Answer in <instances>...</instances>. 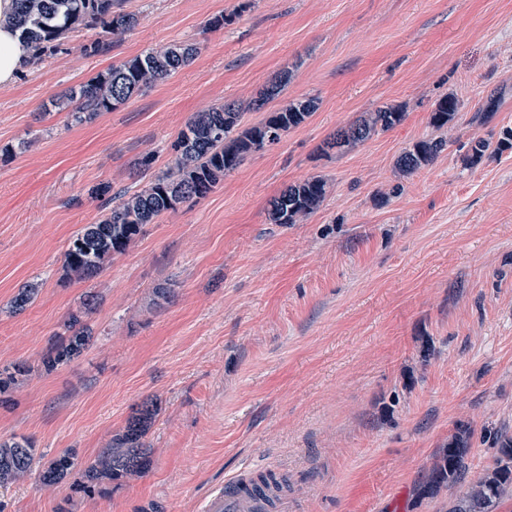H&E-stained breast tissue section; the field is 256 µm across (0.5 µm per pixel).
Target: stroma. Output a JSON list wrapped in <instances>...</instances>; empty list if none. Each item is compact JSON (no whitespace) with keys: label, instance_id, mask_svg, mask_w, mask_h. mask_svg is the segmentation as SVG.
Wrapping results in <instances>:
<instances>
[{"label":"stroma","instance_id":"obj_1","mask_svg":"<svg viewBox=\"0 0 512 512\" xmlns=\"http://www.w3.org/2000/svg\"><path fill=\"white\" fill-rule=\"evenodd\" d=\"M137 26L107 52L95 33L21 68L0 88V306L26 285L35 302L0 317V366L38 363L88 294L83 355L36 373L0 406V437L38 453L94 461L133 405L156 399L153 464L113 492L86 497L37 474L0 489V512H198L245 468L276 465L293 512H448L512 435V151L464 166L474 137L512 126V0H125ZM235 13L223 29L209 19ZM200 52L118 109L75 123L65 90L173 42ZM278 98L317 110L250 156L205 198L145 225L90 280L66 278L63 253L102 201L89 188L135 187L131 172L170 145L197 112L246 100L277 73ZM501 107L480 125L490 94ZM463 108L435 129V102ZM393 104L396 127L342 151L340 127ZM450 146L412 174L400 153ZM320 177L327 195L297 224L268 220L287 185ZM170 297L154 307V290ZM464 480L423 487L460 424Z\"/></svg>","mask_w":512,"mask_h":512}]
</instances>
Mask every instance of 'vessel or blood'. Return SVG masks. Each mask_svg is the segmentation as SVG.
Listing matches in <instances>:
<instances>
[{
  "label": "vessel or blood",
  "mask_w": 512,
  "mask_h": 512,
  "mask_svg": "<svg viewBox=\"0 0 512 512\" xmlns=\"http://www.w3.org/2000/svg\"><path fill=\"white\" fill-rule=\"evenodd\" d=\"M279 474L276 466L259 474L240 471L203 500L201 512H289L292 500L286 489L277 486Z\"/></svg>",
  "instance_id": "b4317fda"
}]
</instances>
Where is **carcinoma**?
I'll return each mask as SVG.
<instances>
[{"label": "carcinoma", "instance_id": "cac0c4a2", "mask_svg": "<svg viewBox=\"0 0 512 512\" xmlns=\"http://www.w3.org/2000/svg\"><path fill=\"white\" fill-rule=\"evenodd\" d=\"M124 0H15L11 22L21 39L32 50L28 62L35 63L61 50L64 40L77 29L97 31V38L85 48L100 53L110 41L133 29L137 16L123 9ZM199 53L195 43L173 42L114 65L86 84L68 90L62 104L70 108L77 123L87 122L103 112L114 110L143 89L162 82L188 65ZM291 72L285 70L272 78L255 97L227 101L190 117L171 144L173 159L162 174L145 187L123 191L113 197V205L97 224H86L70 240L64 253L66 275L90 279L99 275L106 262L126 253L147 224H154L165 213L206 197L224 175L237 169L249 156L276 144L288 132L306 121L317 109L314 98L289 101L267 113L257 124L244 125L248 112L262 110L288 84ZM461 103L452 94L434 104L430 124L438 129L453 123ZM405 116L402 107L386 105L366 113L348 125L352 133L344 136L337 149L370 139L379 131H388ZM448 147L445 139L422 140L405 149L396 165L400 172L412 174L429 165ZM512 151V128L500 130L497 140L474 137L463 156L467 166H476L484 158ZM327 194V182L310 177L286 186L271 199L269 219L274 224H298L313 213ZM38 290L22 288L0 313L19 314L33 303ZM95 308V299H85L78 311L63 324L55 343L33 367L16 362L0 367V402L23 385L34 373H50L79 357L90 342V328L85 322ZM158 414V405L143 401L116 434L109 447L87 465L73 481V489L88 496L106 494L124 483L142 477L152 466L151 449L145 438ZM469 429L462 424L448 447L436 460L429 488L453 485L468 470L466 462ZM74 456L63 452L49 459L36 458V449L25 437L0 438V488L19 477L38 470L43 485L53 486L70 477ZM512 494V437H500L492 466L456 499L450 512H495L499 502Z\"/></svg>", "mask_w": 512, "mask_h": 512}]
</instances>
